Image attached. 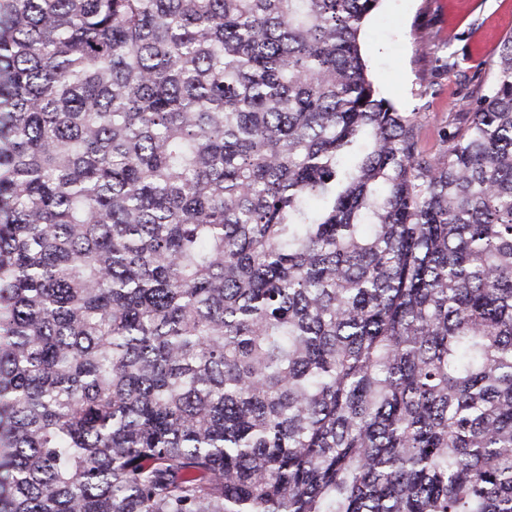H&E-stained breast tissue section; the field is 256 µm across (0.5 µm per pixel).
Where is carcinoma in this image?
<instances>
[{
	"label": "carcinoma",
	"instance_id": "cac0c4a2",
	"mask_svg": "<svg viewBox=\"0 0 512 512\" xmlns=\"http://www.w3.org/2000/svg\"><path fill=\"white\" fill-rule=\"evenodd\" d=\"M380 0H0V512H512V35L440 149Z\"/></svg>",
	"mask_w": 512,
	"mask_h": 512
}]
</instances>
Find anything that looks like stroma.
Returning <instances> with one entry per match:
<instances>
[{"label":"stroma","instance_id":"1","mask_svg":"<svg viewBox=\"0 0 512 512\" xmlns=\"http://www.w3.org/2000/svg\"><path fill=\"white\" fill-rule=\"evenodd\" d=\"M512 34V0H381L359 44L367 73L402 112L423 115L420 144L436 151L462 96L490 86L500 44ZM461 63L447 69L449 53Z\"/></svg>","mask_w":512,"mask_h":512}]
</instances>
